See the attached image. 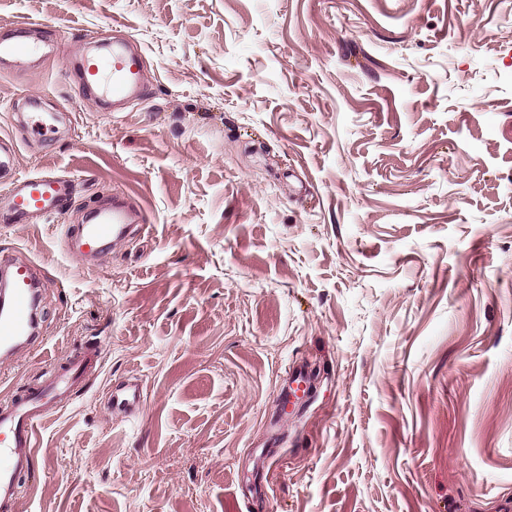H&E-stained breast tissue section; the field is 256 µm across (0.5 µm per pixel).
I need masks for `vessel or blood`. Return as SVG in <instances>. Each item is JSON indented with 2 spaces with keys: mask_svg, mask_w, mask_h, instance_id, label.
<instances>
[{
  "mask_svg": "<svg viewBox=\"0 0 512 512\" xmlns=\"http://www.w3.org/2000/svg\"><path fill=\"white\" fill-rule=\"evenodd\" d=\"M79 70L83 86L100 90L116 112L140 97L144 88V57L123 39L83 54ZM75 189L74 179L63 174L18 177L0 188V211L10 224H26L35 216L48 219L64 212ZM146 223L143 208L132 204L126 192L116 191L111 205L93 206L86 211L84 223L66 226L62 248L81 261L142 234ZM0 273L8 283V304L0 310V358L12 360L41 345L36 319L40 272L34 264L4 256ZM99 360L94 348L68 355L52 377L28 395L0 399V512H18L17 479L33 468L40 428L73 398ZM142 402L143 386L137 382L117 385L111 392V410L127 417L135 416Z\"/></svg>",
  "mask_w": 512,
  "mask_h": 512,
  "instance_id": "1",
  "label": "vessel or blood"
}]
</instances>
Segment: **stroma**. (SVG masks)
<instances>
[{
	"mask_svg": "<svg viewBox=\"0 0 512 512\" xmlns=\"http://www.w3.org/2000/svg\"><path fill=\"white\" fill-rule=\"evenodd\" d=\"M18 17L41 50L0 65V138L77 189L0 228L46 273L0 391L103 352L19 512H512V0H0ZM116 25L147 97L103 112L52 45ZM116 189L147 231L69 258ZM109 408L125 417L137 414L143 402V386L138 382H127L112 389Z\"/></svg>",
	"mask_w": 512,
	"mask_h": 512,
	"instance_id": "obj_1",
	"label": "stroma"
}]
</instances>
